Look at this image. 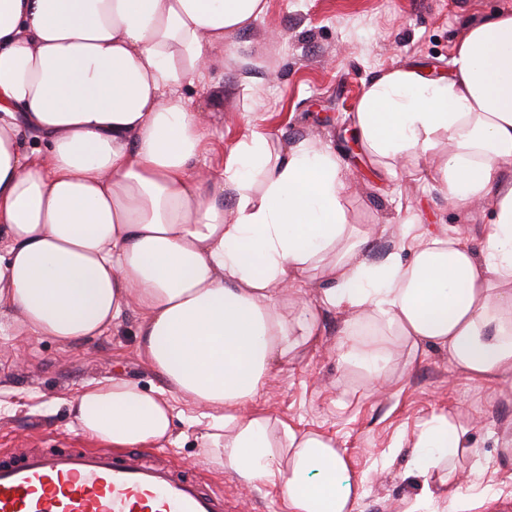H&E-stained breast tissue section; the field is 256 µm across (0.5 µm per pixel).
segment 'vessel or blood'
Returning a JSON list of instances; mask_svg holds the SVG:
<instances>
[{
	"mask_svg": "<svg viewBox=\"0 0 512 512\" xmlns=\"http://www.w3.org/2000/svg\"><path fill=\"white\" fill-rule=\"evenodd\" d=\"M0 512H224V495L110 448L0 463Z\"/></svg>",
	"mask_w": 512,
	"mask_h": 512,
	"instance_id": "1",
	"label": "vessel or blood"
}]
</instances>
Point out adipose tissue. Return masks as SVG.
<instances>
[{"instance_id":"ef3b65f1","label":"adipose tissue","mask_w":512,"mask_h":512,"mask_svg":"<svg viewBox=\"0 0 512 512\" xmlns=\"http://www.w3.org/2000/svg\"><path fill=\"white\" fill-rule=\"evenodd\" d=\"M267 0H0V317L62 345L101 335L129 308L138 350L162 377L148 391L112 378L66 404L112 448L173 435L165 398L204 407L201 444L219 466L277 488L285 512H353L363 482L335 441L255 407L275 368L337 313L343 364L387 377L399 340L431 347L469 379L512 380V12L468 25L450 78L398 66L372 79L354 114L377 159L410 153L450 206L479 201L484 241L406 220L397 251L371 260L346 222L335 149L260 129L218 175L199 159L209 129L179 92L224 66V36ZM47 155L33 161L28 139ZM324 280L317 303L307 273ZM437 416L416 439L422 500L476 512L479 473Z\"/></svg>"}]
</instances>
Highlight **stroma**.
Returning <instances> with one entry per match:
<instances>
[{"label":"stroma","instance_id":"1","mask_svg":"<svg viewBox=\"0 0 512 512\" xmlns=\"http://www.w3.org/2000/svg\"><path fill=\"white\" fill-rule=\"evenodd\" d=\"M512 10V0H267V12L231 37L220 77L185 86L213 136L204 172H215L250 124L295 144L314 136L332 140L352 191L342 204L350 226L368 238L379 261L397 240L384 224L417 213L427 225L445 224L471 242L481 240L478 206L449 207L440 187L411 154L380 175L360 146L350 143L352 115L372 78L402 64L427 76L447 75L451 54L466 26ZM318 345L298 350L276 368L256 406L302 429L320 432L345 449L364 493L354 512H407L421 489L409 477L420 424L449 416L466 429V452L453 463L486 466L481 512H512V382L476 383L446 354L425 351L397 366L377 394L364 371L340 365V322L324 314ZM138 315L128 311L103 335L63 346L46 336L0 330V461L17 454L92 446L74 427L65 399L82 385L124 377L147 389L162 379L139 355ZM175 442L151 447L153 461L224 490V512H282L279 497L218 468L189 426L200 407L172 397Z\"/></svg>","mask_w":512,"mask_h":512}]
</instances>
